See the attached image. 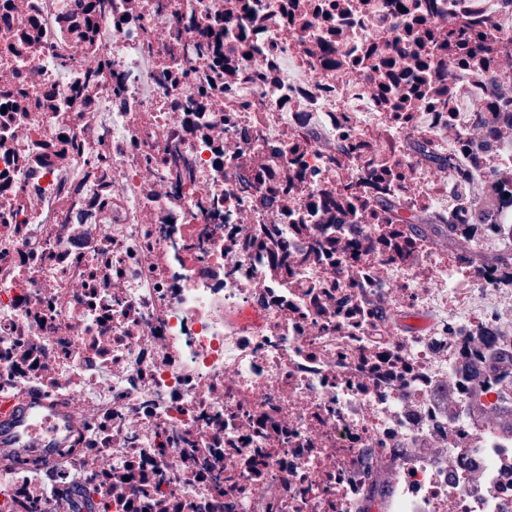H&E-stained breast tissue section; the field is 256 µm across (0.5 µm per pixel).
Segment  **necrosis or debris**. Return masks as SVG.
<instances>
[{"label":"necrosis or debris","instance_id":"4bbe7bcc","mask_svg":"<svg viewBox=\"0 0 512 512\" xmlns=\"http://www.w3.org/2000/svg\"><path fill=\"white\" fill-rule=\"evenodd\" d=\"M76 3L4 58L0 400L78 422L0 451V512H512V379L474 359L512 270L367 206L512 242V0H111L89 42ZM175 17L223 19V70Z\"/></svg>","mask_w":512,"mask_h":512}]
</instances>
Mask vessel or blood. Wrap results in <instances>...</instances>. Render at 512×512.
Segmentation results:
<instances>
[{
    "label": "vessel or blood",
    "instance_id": "b4317fda",
    "mask_svg": "<svg viewBox=\"0 0 512 512\" xmlns=\"http://www.w3.org/2000/svg\"><path fill=\"white\" fill-rule=\"evenodd\" d=\"M64 420L43 402H0V448L62 447Z\"/></svg>",
    "mask_w": 512,
    "mask_h": 512
}]
</instances>
